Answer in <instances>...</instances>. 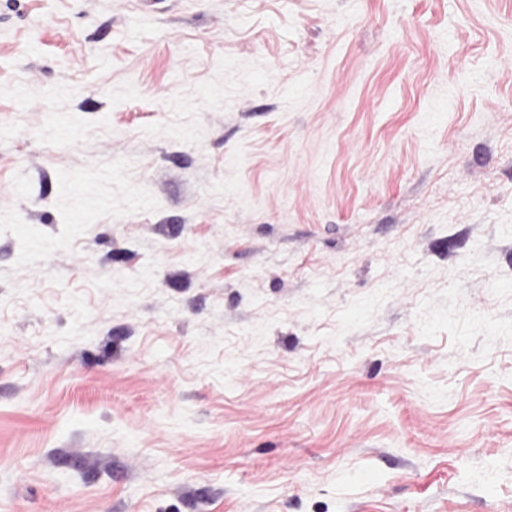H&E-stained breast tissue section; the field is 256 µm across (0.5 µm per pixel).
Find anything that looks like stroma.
<instances>
[{"label":"stroma","instance_id":"1","mask_svg":"<svg viewBox=\"0 0 512 512\" xmlns=\"http://www.w3.org/2000/svg\"><path fill=\"white\" fill-rule=\"evenodd\" d=\"M0 512H512V0H0Z\"/></svg>","mask_w":512,"mask_h":512}]
</instances>
